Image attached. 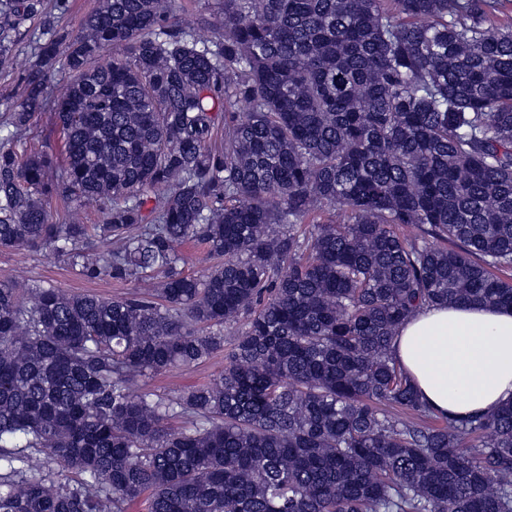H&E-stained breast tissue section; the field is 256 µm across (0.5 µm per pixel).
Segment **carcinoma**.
Returning a JSON list of instances; mask_svg holds the SVG:
<instances>
[{"label": "carcinoma", "instance_id": "1", "mask_svg": "<svg viewBox=\"0 0 512 512\" xmlns=\"http://www.w3.org/2000/svg\"><path fill=\"white\" fill-rule=\"evenodd\" d=\"M511 2L99 0L71 36L0 0V71L39 20L0 247L133 288L0 281V512H512V400L438 414L392 356L423 306L512 308ZM237 321L212 382L146 388ZM67 78L64 74L57 73L53 75L48 83L50 92V109L44 112L37 124L28 135V145L32 149H41L45 142L49 143L52 149L56 152L60 150L61 142L58 135L48 136L49 130L54 126V112L56 109L57 100L64 92ZM49 137V138H48ZM47 139V140H46ZM185 258L184 269L187 273L194 275L203 274L209 262L206 261V250L203 246L187 244L180 248Z\"/></svg>", "mask_w": 512, "mask_h": 512}]
</instances>
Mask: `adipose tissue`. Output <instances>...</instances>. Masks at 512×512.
Here are the masks:
<instances>
[{
	"instance_id": "adipose-tissue-1",
	"label": "adipose tissue",
	"mask_w": 512,
	"mask_h": 512,
	"mask_svg": "<svg viewBox=\"0 0 512 512\" xmlns=\"http://www.w3.org/2000/svg\"><path fill=\"white\" fill-rule=\"evenodd\" d=\"M393 354L439 413L469 416L512 400V309L438 305L399 328Z\"/></svg>"
}]
</instances>
